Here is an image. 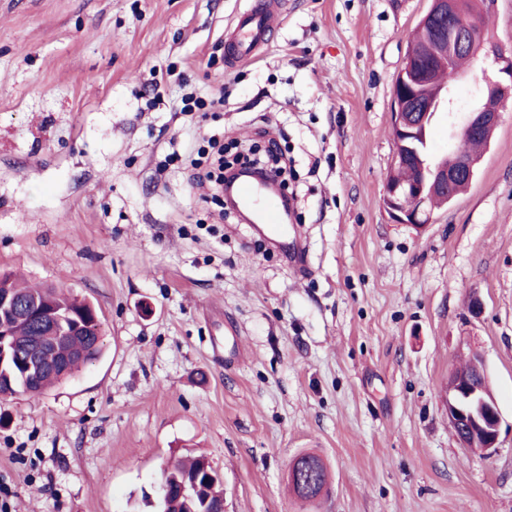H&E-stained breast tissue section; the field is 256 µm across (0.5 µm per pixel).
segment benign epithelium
<instances>
[{"label": "benign epithelium", "instance_id": "obj_1", "mask_svg": "<svg viewBox=\"0 0 512 512\" xmlns=\"http://www.w3.org/2000/svg\"><path fill=\"white\" fill-rule=\"evenodd\" d=\"M428 38V48L422 56H407L394 85V160L396 165L416 164L417 180L404 184L387 181L383 204L396 224L422 225L432 222L431 205L439 197L448 195L455 184L473 179L481 159L460 157L454 167L448 166L445 156L424 155L418 150V140L425 138L426 121L448 102V84L435 74L448 67L450 57L464 51H477L483 46L481 16L468 14L462 0H430V7L419 22ZM489 52L500 65L499 72L506 79L486 82L483 95L497 103V109H473L456 131V135L491 136L501 120L500 108L512 102V56L507 57L495 47ZM415 204L409 208L404 198ZM61 315L52 304V296L22 300L9 288L0 290V372L18 365L24 375L35 379L49 367L63 368L66 360L55 356L47 363L44 352L67 344L69 335L56 332L55 322ZM39 323L53 340L41 344L28 356L17 353L13 336L15 328L24 323ZM448 419L464 428L459 441L464 448H473L489 457L497 448L502 418L491 395L467 376H456L448 387Z\"/></svg>", "mask_w": 512, "mask_h": 512}]
</instances>
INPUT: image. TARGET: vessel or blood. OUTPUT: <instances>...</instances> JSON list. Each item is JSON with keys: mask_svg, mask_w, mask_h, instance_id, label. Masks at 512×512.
Returning <instances> with one entry per match:
<instances>
[{"mask_svg": "<svg viewBox=\"0 0 512 512\" xmlns=\"http://www.w3.org/2000/svg\"><path fill=\"white\" fill-rule=\"evenodd\" d=\"M282 19L281 0H264L263 4L239 13L225 29V38L229 45L226 55L228 67L232 68L257 58ZM238 196L244 206L254 210L259 223L273 239L287 241L289 265L301 275L310 274L311 269L303 245V228L284 224L281 202L263 196L260 187L252 182L241 183Z\"/></svg>", "mask_w": 512, "mask_h": 512, "instance_id": "vessel-or-blood-1", "label": "vessel or blood"}]
</instances>
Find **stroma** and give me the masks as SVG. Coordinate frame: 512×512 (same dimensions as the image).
Listing matches in <instances>:
<instances>
[{"instance_id":"obj_1","label":"stroma","mask_w":512,"mask_h":512,"mask_svg":"<svg viewBox=\"0 0 512 512\" xmlns=\"http://www.w3.org/2000/svg\"><path fill=\"white\" fill-rule=\"evenodd\" d=\"M257 0H0V273L94 304L101 357L0 402V512H157L165 462L205 457L224 512H512V104L432 223H393V86L429 0H286L259 57L224 65ZM512 53V0L484 17ZM452 81L431 154L486 81ZM224 93L184 116L181 98ZM275 136L312 272L221 215L187 159ZM479 358L491 457L445 398ZM312 452L329 483L297 498Z\"/></svg>"}]
</instances>
